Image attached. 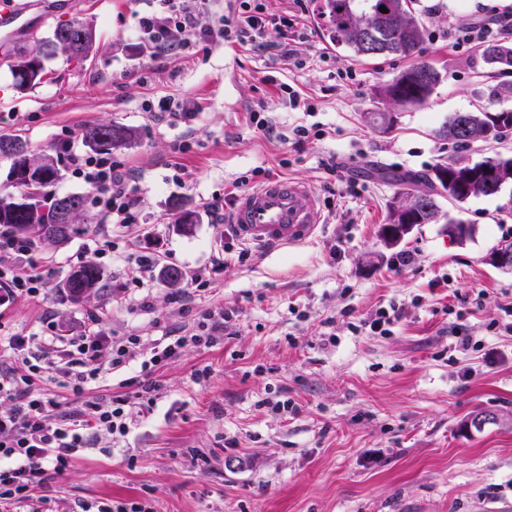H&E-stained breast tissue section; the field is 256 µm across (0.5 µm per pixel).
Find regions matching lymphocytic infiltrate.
Wrapping results in <instances>:
<instances>
[{"instance_id": "obj_1", "label": "lymphocytic infiltrate", "mask_w": 512, "mask_h": 512, "mask_svg": "<svg viewBox=\"0 0 512 512\" xmlns=\"http://www.w3.org/2000/svg\"><path fill=\"white\" fill-rule=\"evenodd\" d=\"M159 2L168 15L166 24H159L153 15L138 20L140 39L153 56H163L178 45L207 46L221 39L271 46L286 63L295 58V40L287 34L294 19L270 13L265 0H238V8L214 26L202 22L204 0ZM273 29L279 30L282 38L271 44L267 37ZM437 38L457 48L506 43L512 41V13L490 9L469 26L449 24ZM59 149L68 171L97 190L98 230L88 238L83 258L104 257L117 243H125L124 278L129 285L144 286L159 259L139 250L131 235L140 196L124 162L77 150L69 140L61 141ZM47 276L35 262L31 245L0 226V305L38 298ZM231 319L227 312L201 311L196 324L184 334L162 336L147 354L142 352L137 334L112 335L95 314L88 316L82 331L71 336L57 333L49 318L41 333L10 337L12 355L26 372L19 377L0 374V512H16L30 500L34 491L45 485L47 470L67 471L79 449L87 445L86 428L112 438L127 434V399L116 397L105 405L86 398L93 382L112 369L135 362L146 380L142 393L150 395L154 390L150 378L158 368L174 362L186 342L211 346ZM46 379L72 392L70 411H62L57 399L41 392L39 383Z\"/></svg>"}]
</instances>
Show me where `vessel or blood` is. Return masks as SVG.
Masks as SVG:
<instances>
[{
	"label": "vessel or blood",
	"instance_id": "b4317fda",
	"mask_svg": "<svg viewBox=\"0 0 512 512\" xmlns=\"http://www.w3.org/2000/svg\"><path fill=\"white\" fill-rule=\"evenodd\" d=\"M30 0H0V34L21 28ZM323 222L315 190L296 180H271L241 195L231 224L243 241L267 248L297 245L314 236Z\"/></svg>",
	"mask_w": 512,
	"mask_h": 512
}]
</instances>
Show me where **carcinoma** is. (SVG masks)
Segmentation results:
<instances>
[{"mask_svg": "<svg viewBox=\"0 0 512 512\" xmlns=\"http://www.w3.org/2000/svg\"><path fill=\"white\" fill-rule=\"evenodd\" d=\"M414 0H321L320 19L323 20L336 48L355 59L372 57L367 44L366 26L374 21V30L381 41V57L408 58L411 64L393 80L382 84L378 96L386 106H404L423 104L428 101L440 81L439 72L427 61L425 56L428 31L419 20L412 6ZM387 12H380V7ZM95 45V33L86 21L74 17L58 24L52 35L42 40V46L48 53L60 51L72 60L82 62L92 53ZM5 55L14 59L12 73L15 87L28 90L41 83V77L27 80L18 74L22 59L29 53L14 47L5 51ZM482 56L486 64L499 70L512 68V47L497 43L484 46ZM458 113L452 112L437 129L436 134L452 143H490L497 142L512 130V110H479L469 113L468 133L456 132ZM135 129L124 125L103 123L87 128L83 133L85 144L96 152H109L114 148L131 145L136 140ZM0 157L10 161L8 176L11 183L18 187L29 188L24 180V170L33 167L40 172L39 189L35 193L25 192L30 198L29 209H15L17 198L12 195L0 196V225L11 230L16 236L33 244L67 243L80 232L79 220L85 211V199L79 194H68L66 198L80 202V207L62 215L57 211L56 203L61 199L55 191L59 180V171L49 156L39 159L32 156L29 144L11 135H0ZM429 183L432 191L426 193V208L417 211L416 224H431L439 216L436 198L448 194L456 199L479 197V192L487 188V182L500 184V188L487 193L495 196L501 187L512 182V155L498 153L473 165L457 167L453 163H440L434 166L432 173L420 176ZM417 201V195L397 199L392 202L389 211V223H402L401 209L411 210ZM176 217L174 227L184 235L193 232L195 222L190 216L196 211L185 208L183 204L174 207ZM473 226L463 220L448 217V236L463 240L472 236ZM107 287L105 273L100 266L86 262L75 268L63 280L56 284L58 292L73 303L85 299L86 295L97 296Z\"/></svg>", "mask_w": 512, "mask_h": 512, "instance_id": "carcinoma-1", "label": "carcinoma"}]
</instances>
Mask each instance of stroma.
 Here are the masks:
<instances>
[{"label": "stroma", "mask_w": 512, "mask_h": 512, "mask_svg": "<svg viewBox=\"0 0 512 512\" xmlns=\"http://www.w3.org/2000/svg\"><path fill=\"white\" fill-rule=\"evenodd\" d=\"M486 5L512 11V0H415L442 79L426 104L395 107L388 130L370 119L381 108L377 87L408 60L346 57L314 12L299 20L307 40L296 67L274 66L263 48L221 41L153 59L138 19L164 18L156 0H82L76 15L95 29L94 52L81 64L62 53L46 60V77L31 90L14 88L12 61L0 54V134L55 158L59 141L82 144L88 126L134 128L136 141L113 155L140 188L138 245L181 273L212 270L216 284L196 310H181L186 281L156 275L149 287H123L119 249L98 261L107 276L101 296L61 299L55 283L78 265L97 228L95 189L64 171L55 189L85 197V230L65 246L36 248L49 286L39 299L0 309V334L38 332L48 314L58 332L72 333L95 313L115 335L139 334L147 351L162 333L193 324L197 309L234 314L223 341L187 345L155 372L151 404L136 399L133 367L90 387L93 399L130 398L129 431L89 437L70 469L51 477V512L110 500L146 501L153 512H512V270L487 261L512 240V185L494 198L443 203L474 226L471 239H451L442 221L416 226L391 248L380 237L394 197L417 191L405 175L512 153V135L455 149L436 135L448 113L512 108V76L490 69L480 49L454 51L435 38L448 23L474 22ZM281 82L314 113L289 108ZM171 102L192 120L161 115ZM260 107L273 122L266 133L249 122ZM312 124L319 139L298 151L284 142L295 126ZM181 141L189 151L174 153ZM331 157L340 166L334 177L323 169ZM256 169L310 184L324 223L306 243L257 249L213 270L224 227L203 204ZM176 202L200 212L192 234L176 232ZM404 253L413 264L397 265ZM392 301L404 308L392 334L355 332ZM459 334L473 349L455 351ZM269 398L298 411H273ZM480 412L494 422L469 428Z\"/></svg>", "instance_id": "stroma-1"}]
</instances>
